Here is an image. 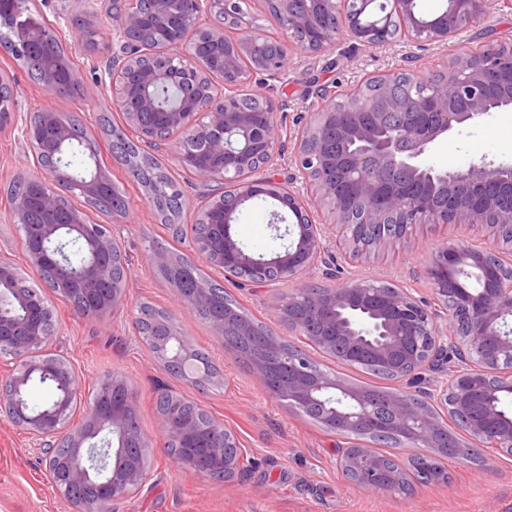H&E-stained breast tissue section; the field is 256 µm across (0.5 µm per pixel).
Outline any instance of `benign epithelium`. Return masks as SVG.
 Wrapping results in <instances>:
<instances>
[{
  "mask_svg": "<svg viewBox=\"0 0 512 512\" xmlns=\"http://www.w3.org/2000/svg\"><path fill=\"white\" fill-rule=\"evenodd\" d=\"M69 15L95 28L93 18L101 3L112 20V57L107 64L112 110L124 118V128L136 145L152 151L176 148L179 165L210 188L195 210L191 227L199 228L198 251L204 262L229 279L241 270L271 271L277 280H299L319 265L330 283L314 291L294 288L274 306L275 320L307 337L341 361L377 364L395 380L427 385L426 398L443 406L446 415L429 411L400 390L387 403L389 422L407 429L402 443L420 448L425 464L462 447L460 428L477 445L512 457V418L500 404L512 399V160L482 157L465 168L443 170L427 163L436 140L474 124L493 112L512 110V45L490 44L477 54L462 52L443 70L423 76L408 66L398 72H379L341 94L321 90L320 103L298 130L295 163L307 177L314 202L302 199L268 171L277 166L283 140L276 113L269 107L244 109L243 88L288 70L295 54H321L336 47L345 34L356 44L379 49L404 39L414 43L446 44L460 30L491 14L493 7L512 10V0H448L439 16L425 20L417 0H383L385 24L379 34L364 22L365 10L376 0H264L283 36L270 39L260 33L239 0H143V7L122 6L124 0H67ZM0 7L27 19L11 35L0 39V56L20 59L36 45L57 42L45 26L36 0H0ZM221 14L226 28L201 24L205 15ZM509 81L492 93L487 74ZM422 85L429 94L415 108L395 92L402 79ZM171 81L183 89L172 106L161 110L154 88ZM40 83L56 96H66L81 82L67 55L58 65H42ZM22 132L38 162L24 175L49 219L60 210L57 223L31 224L23 198L13 201L8 222L21 232V243L31 271L54 293L73 288L88 296L109 292L93 313L101 318L124 307L129 270L112 225L127 218L122 202L112 208V223L90 220L84 200L107 202L113 183L100 160L92 155L89 171L76 174L64 151L83 144L80 123L69 113L46 109L25 116ZM257 198L271 199L294 217L289 244L270 255L252 252L236 238L233 226ZM323 206L336 226L338 243L354 260H368L400 242L417 224L454 223L487 227L492 243L482 249L464 244L444 245L431 253L424 274L433 288L432 308L407 288L380 280L351 277L334 284L336 271L327 266L323 240L327 224L311 218L313 203ZM68 241L85 251L83 264L68 266L67 252L54 243ZM151 264L165 269L175 262L167 248L149 254ZM480 269L481 288H465L451 295L448 282L458 281L463 269ZM22 278L8 261L0 259V354L13 360L12 372L0 378V409L18 427L45 446V464L52 483L70 500L75 512H110V506L135 493L145 482L149 444L132 438L125 426L127 410L135 407L136 393L124 379L104 381L124 391L121 404L88 403L84 421L71 425L73 404L84 393L78 375L46 347L56 334L55 314L43 290L21 285ZM177 296L192 311L204 309L210 299L208 280L201 279L186 295L171 282ZM308 306L322 312L317 324L299 315L298 294ZM215 334L253 335L248 316L228 317L211 324ZM163 363L179 365L181 379L198 384L209 379L196 351L174 323L143 337ZM282 340L273 336L258 355L253 372L267 377L266 359L280 352ZM288 378L277 382V399L318 403L321 425L352 440L341 455L344 475L370 493H401L406 469L389 470L384 457L362 435L382 431L383 424L370 397L360 388L314 365L303 353L289 355ZM33 382L55 389L54 398L34 410L27 402ZM169 444L181 448L202 429L224 437L220 464L196 465L181 460L195 473L211 477L224 472L234 477L240 461L237 435L211 416H186L171 405L158 414Z\"/></svg>",
  "mask_w": 512,
  "mask_h": 512,
  "instance_id": "benign-epithelium-1",
  "label": "benign epithelium"
}]
</instances>
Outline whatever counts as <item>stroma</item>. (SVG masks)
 <instances>
[{
    "mask_svg": "<svg viewBox=\"0 0 512 512\" xmlns=\"http://www.w3.org/2000/svg\"><path fill=\"white\" fill-rule=\"evenodd\" d=\"M38 3L46 22L67 48L81 82L89 87V94L76 98L51 96L11 58H0V70L15 74L22 113L50 108L76 114L91 137L104 142L101 115H109L117 124L122 121L120 114L109 107V87L100 82L110 46L109 19L103 13L96 17L99 44L92 49L67 22L66 0ZM491 43L512 44V13H494L468 26L445 45L416 46L399 41L372 51L344 37L335 51L293 56L286 75L267 89L283 104L278 117L286 140L276 174L292 190L304 191L305 179L294 162L291 137L302 118L315 109V90L326 88L340 94L356 87L370 73L394 71L410 64L430 72L441 68L445 59L460 50L478 52ZM484 156L512 160V111L492 113L463 132L437 141L429 161L434 167L450 170ZM100 161L129 205L126 222L113 227L130 271L127 305L108 317L87 320L74 315L58 294L48 293L47 298L57 317V333L50 348L64 355L83 378L86 395H93L109 373L123 376L136 392L141 432L151 448L148 478L137 493L115 502L113 512H512V458L491 448H479L477 462L449 464L447 483L418 485L408 494H372L349 481L338 466L347 446L345 438L270 396L250 365L225 355L223 342L209 324L188 310L158 276L145 249L146 238H155L167 248L189 255L194 252L191 241L176 239L167 226L156 221L142 186L113 161L110 151H102ZM32 163V153L19 127L1 131L0 258L11 261L25 275L30 269L20 233L7 221V189ZM277 207V202L270 200L243 211L233 230L245 248L264 254L283 249L285 242L272 226V212ZM462 239L478 244L486 241L487 232L481 227L420 224L405 241L362 263L351 259L337 245L335 236H328L327 249L339 279L359 276L395 281L429 302L432 290L422 269L431 251ZM290 288L287 282L226 286L254 320L304 348L323 370L351 384L364 380V373L304 343L285 325L275 322L273 306ZM145 301L175 316L178 328L193 348L206 353L217 368V382L199 389L170 376L156 362L141 343L134 324L137 309ZM165 388L194 401L237 433L244 457L233 478L224 481L196 475L170 452L159 430L156 407L157 396ZM0 512H73L72 505L50 481L39 440L1 412Z\"/></svg>",
    "mask_w": 512,
    "mask_h": 512,
    "instance_id": "1",
    "label": "stroma"
}]
</instances>
